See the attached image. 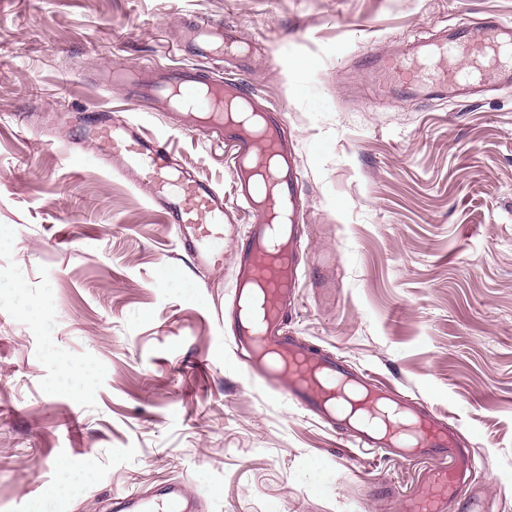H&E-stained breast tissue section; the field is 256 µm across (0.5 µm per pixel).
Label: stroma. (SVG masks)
Instances as JSON below:
<instances>
[{
	"label": "stroma",
	"instance_id": "35a3bbf8",
	"mask_svg": "<svg viewBox=\"0 0 512 512\" xmlns=\"http://www.w3.org/2000/svg\"><path fill=\"white\" fill-rule=\"evenodd\" d=\"M488 17L512 0H0V512H114L170 481L201 512H397L415 474L350 461L235 368L243 224L194 269L138 177L85 159V118L115 111L229 191L220 146L115 79L199 65L196 23L248 47L215 76L286 107L300 261L332 282L301 284L290 335L446 412L472 493L512 512V87L435 98L365 64Z\"/></svg>",
	"mask_w": 512,
	"mask_h": 512
}]
</instances>
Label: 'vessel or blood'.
I'll return each mask as SVG.
<instances>
[{
  "instance_id": "obj_1",
  "label": "vessel or blood",
  "mask_w": 512,
  "mask_h": 512,
  "mask_svg": "<svg viewBox=\"0 0 512 512\" xmlns=\"http://www.w3.org/2000/svg\"><path fill=\"white\" fill-rule=\"evenodd\" d=\"M194 52L213 58L231 52L233 41L223 28H190ZM474 56L477 71H490L500 85L512 84V22L493 20L454 28L449 38L406 49L404 57L374 56L371 69L395 73L401 83L428 86L436 95H477L478 83L445 70L438 82L422 70L407 67V58L450 61ZM140 96L163 99L179 116H206L202 133L223 146L235 180L234 207L223 192L180 168L155 139L126 121L101 112L87 138L94 149L89 161L116 160L127 173L148 183L151 198L164 223L175 225L194 267L218 269L224 265V231L239 215L254 212L241 238L235 263V314L230 333L240 367L304 416L336 432L348 448L365 454L419 464L413 486L399 500V512H482L475 498L461 499L469 479L476 448L462 441L456 428L436 416L431 407L382 389L365 374L347 365L343 357L297 340L285 333L288 312L303 279L323 285L320 270L301 268L297 200L299 165L292 143L278 130L284 124L281 108L264 112V128L249 130L244 122H226L224 104L246 100L240 83L215 87L206 72L178 68L140 88ZM118 512H199L182 482L164 484L153 492L123 493Z\"/></svg>"
}]
</instances>
